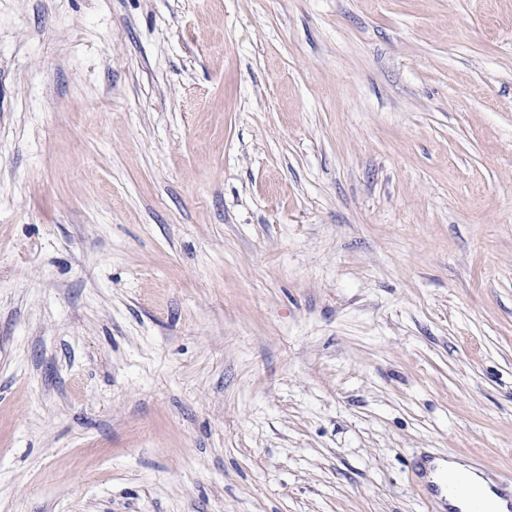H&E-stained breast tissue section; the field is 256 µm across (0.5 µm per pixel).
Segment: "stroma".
Wrapping results in <instances>:
<instances>
[{"instance_id":"stroma-1","label":"stroma","mask_w":512,"mask_h":512,"mask_svg":"<svg viewBox=\"0 0 512 512\" xmlns=\"http://www.w3.org/2000/svg\"><path fill=\"white\" fill-rule=\"evenodd\" d=\"M512 477V0H0V512H442ZM431 493L441 500L448 502V496L459 502V506H451L448 503V512H511L512 497L507 499L505 494L500 493L501 499L506 500L505 505L500 502L496 509H486L485 503L488 500L486 495L475 488L467 476L458 475L448 478V475L438 474L437 482L430 484Z\"/></svg>"}]
</instances>
